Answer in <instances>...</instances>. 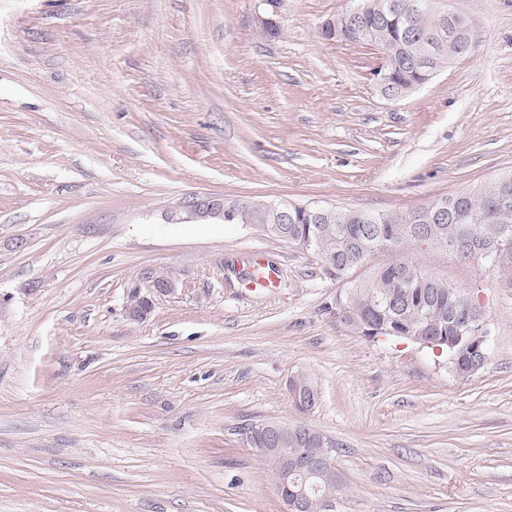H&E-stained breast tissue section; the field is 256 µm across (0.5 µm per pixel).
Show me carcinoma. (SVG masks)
Masks as SVG:
<instances>
[{"label": "carcinoma", "mask_w": 512, "mask_h": 512, "mask_svg": "<svg viewBox=\"0 0 512 512\" xmlns=\"http://www.w3.org/2000/svg\"><path fill=\"white\" fill-rule=\"evenodd\" d=\"M382 11L359 17L346 41L375 45L393 55L388 65L389 84L407 90L423 80L424 70L415 61L427 62L436 72L461 57L472 56L477 42L470 37L469 22L459 14L442 16L429 0H378ZM241 205L237 224L250 221L267 204L237 200ZM416 224L429 228L431 245L450 248L451 242L466 237L475 244L494 246L487 256L495 260L512 254V179H500L478 190L442 197L404 214L365 212L334 208L318 217L297 211L288 224V235L310 241L312 253L339 279L367 266L378 253H393L406 243H415ZM347 310L342 321L356 331L370 324V336H412L418 343L431 342L438 323L442 339L455 346L457 365L466 368L479 357L476 345L457 338L459 325L470 313L455 303L448 281L423 272L401 258L371 268L362 280L350 282L346 291Z\"/></svg>", "instance_id": "cac0c4a2"}]
</instances>
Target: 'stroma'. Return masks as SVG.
<instances>
[{"label":"stroma","mask_w":512,"mask_h":512,"mask_svg":"<svg viewBox=\"0 0 512 512\" xmlns=\"http://www.w3.org/2000/svg\"><path fill=\"white\" fill-rule=\"evenodd\" d=\"M447 3L475 55L392 102L377 48L321 35L354 0H281L276 37L260 0H0V512H285L258 421L335 440L331 512H512V257L398 251L485 307L460 378L341 322L312 253L169 218L205 196L406 213L512 175V0Z\"/></svg>","instance_id":"35a3bbf8"}]
</instances>
